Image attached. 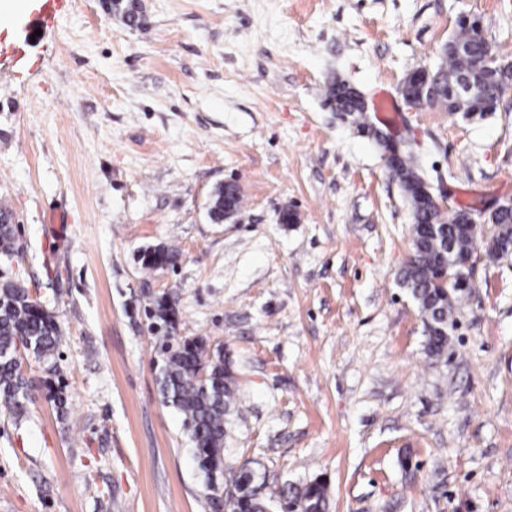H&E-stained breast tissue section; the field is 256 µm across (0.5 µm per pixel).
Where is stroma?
I'll use <instances>...</instances> for the list:
<instances>
[{
  "mask_svg": "<svg viewBox=\"0 0 512 512\" xmlns=\"http://www.w3.org/2000/svg\"><path fill=\"white\" fill-rule=\"evenodd\" d=\"M63 0L53 29L0 18V206L20 252L0 263L62 328L67 414L0 413V512H210L183 417L163 403L160 294L177 337L222 348L239 388L224 467L265 496L324 478L330 512H512V257L480 258L440 360L397 274L412 216L371 135L324 103L330 78L392 95L391 139L431 191L512 200V92L468 120L408 106L460 18L512 60V0ZM240 213L212 223V190ZM296 212L293 224L283 211ZM163 245L175 264L146 271ZM114 12H119L123 18L124 23L129 26H139L143 20L144 15L138 3V0H121L109 1ZM241 206L242 199L236 185L233 183L221 184L214 190L208 209L209 219L212 223L221 224L224 222V212L237 213Z\"/></svg>",
  "mask_w": 512,
  "mask_h": 512,
  "instance_id": "obj_1",
  "label": "stroma"
}]
</instances>
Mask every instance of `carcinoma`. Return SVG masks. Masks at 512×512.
<instances>
[{"mask_svg":"<svg viewBox=\"0 0 512 512\" xmlns=\"http://www.w3.org/2000/svg\"><path fill=\"white\" fill-rule=\"evenodd\" d=\"M113 11L124 23L138 26L144 15L138 0H113ZM490 50L479 19L462 18L457 30L440 49V63L431 70L407 74L401 88L405 102L443 106L461 112L468 119L481 120L496 111L512 90V61L496 60L484 65ZM325 102L368 131L375 141L385 140L383 132L365 123V107L359 93L336 79L325 85ZM407 199L413 218L412 253L400 270V284L417 303L423 318L430 357L448 351V335L457 318L455 306L470 294L465 282L470 271L464 261L472 251V208L456 206L439 211L423 188L422 170L417 157L401 154L392 166ZM242 199L233 183L214 190L208 209L212 223L224 222V212H238ZM490 235L484 248L487 257L512 254V204L500 206L490 215ZM19 254L13 215L0 207V261L12 262ZM178 252L165 247L143 253L142 267L159 269L173 264ZM157 328L169 334L178 326L176 303L162 294L148 308ZM62 343V329L53 312L30 295L16 280L0 281V411L19 420L30 402L31 382L23 362L31 357L44 365L46 398L58 410L66 405L63 378L55 357ZM163 364L158 378L164 403L183 415L184 427L194 447L199 469L209 478L224 473V424L237 404L238 386L224 361L222 348H208L202 337H184L175 345L163 343ZM265 478L243 466L236 473L233 493L227 496L206 489L211 512H268L261 496ZM277 512H327L326 483L313 480L303 486L283 485L275 497Z\"/></svg>","mask_w":512,"mask_h":512,"instance_id":"1","label":"carcinoma"}]
</instances>
